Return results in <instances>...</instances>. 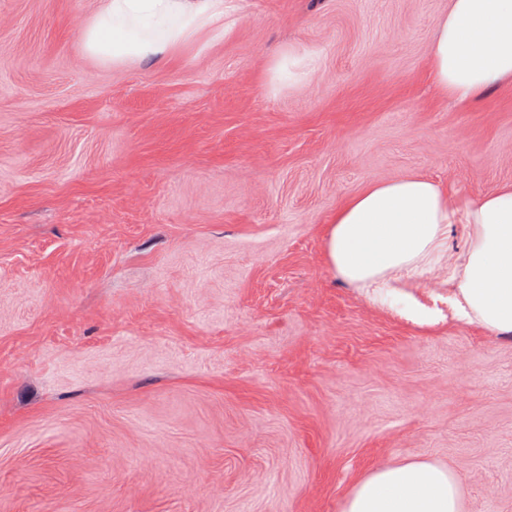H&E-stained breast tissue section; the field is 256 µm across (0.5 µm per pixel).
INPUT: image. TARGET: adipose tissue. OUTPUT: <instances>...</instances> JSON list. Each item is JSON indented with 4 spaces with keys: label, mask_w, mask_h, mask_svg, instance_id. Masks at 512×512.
I'll return each mask as SVG.
<instances>
[{
    "label": "adipose tissue",
    "mask_w": 512,
    "mask_h": 512,
    "mask_svg": "<svg viewBox=\"0 0 512 512\" xmlns=\"http://www.w3.org/2000/svg\"><path fill=\"white\" fill-rule=\"evenodd\" d=\"M204 30L224 33V0H104L83 46L115 64L148 61ZM429 70L437 90L458 103L512 82V0H448ZM453 226L465 243L448 263L457 313L493 336H512V184L455 196L418 175L370 182L331 218L327 265L369 300H382L395 282L440 261ZM343 512H462L461 483L427 459L379 467L356 482Z\"/></svg>",
    "instance_id": "ef3b65f1"
}]
</instances>
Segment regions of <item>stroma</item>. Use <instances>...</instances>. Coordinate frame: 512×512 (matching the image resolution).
I'll return each instance as SVG.
<instances>
[{"instance_id": "stroma-1", "label": "stroma", "mask_w": 512, "mask_h": 512, "mask_svg": "<svg viewBox=\"0 0 512 512\" xmlns=\"http://www.w3.org/2000/svg\"><path fill=\"white\" fill-rule=\"evenodd\" d=\"M102 0H0V512H342L427 458L512 512V340L448 266L369 302L327 224L372 181L512 182V83L448 101V0H224L114 65ZM318 65L269 81L288 47Z\"/></svg>"}]
</instances>
